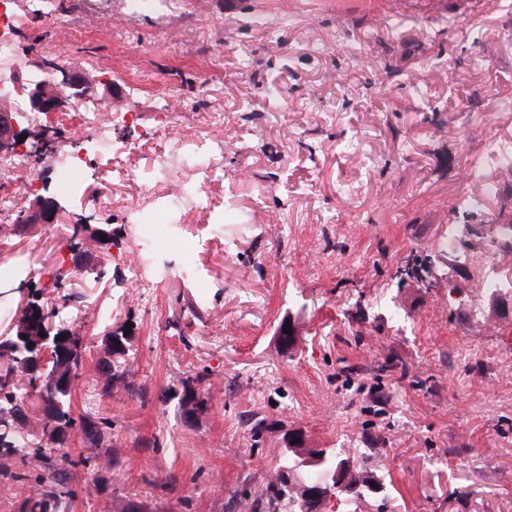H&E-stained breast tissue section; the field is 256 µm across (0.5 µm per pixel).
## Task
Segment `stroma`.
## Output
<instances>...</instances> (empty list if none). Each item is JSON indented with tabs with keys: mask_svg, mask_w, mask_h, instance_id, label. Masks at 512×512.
<instances>
[{
	"mask_svg": "<svg viewBox=\"0 0 512 512\" xmlns=\"http://www.w3.org/2000/svg\"><path fill=\"white\" fill-rule=\"evenodd\" d=\"M12 3L26 20L0 72L62 57L102 107L137 116L112 130L126 153L85 168L83 196L40 169L58 223L0 219V259L32 264L0 278V336L4 312L66 294L61 315L85 347L71 396L84 427L35 460L56 473L54 512H238L241 493L265 489L286 429L378 485L335 512H512V297L473 291L490 274L512 282V260L487 238L439 249L449 229L512 221V167L482 148L512 142V0ZM169 108L193 115L192 149L213 134L204 112L245 135L208 207L170 227L195 241L206 288L172 252L145 295L119 259L125 206L166 191L153 159ZM65 113H29L19 131L30 144L55 132L58 155L89 151L93 131L75 137ZM476 162L493 193L451 212ZM118 164L133 181L113 182ZM105 224L111 243H95ZM428 254L433 287L397 277ZM290 314L301 337L286 353L275 331ZM121 325L133 351L108 390L103 333ZM204 389L207 410L190 414L188 392ZM64 453L74 464L61 469Z\"/></svg>",
	"mask_w": 512,
	"mask_h": 512,
	"instance_id": "35a3bbf8",
	"label": "stroma"
}]
</instances>
